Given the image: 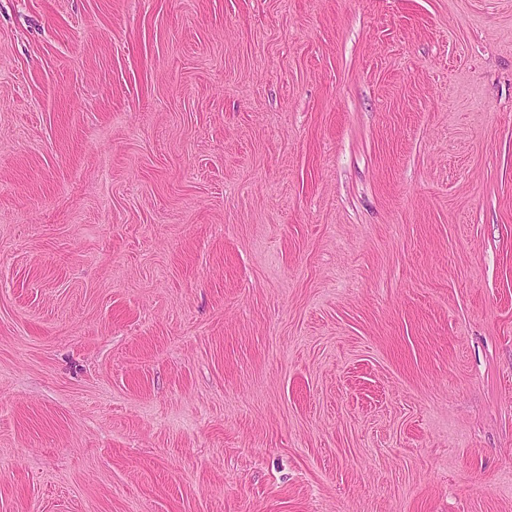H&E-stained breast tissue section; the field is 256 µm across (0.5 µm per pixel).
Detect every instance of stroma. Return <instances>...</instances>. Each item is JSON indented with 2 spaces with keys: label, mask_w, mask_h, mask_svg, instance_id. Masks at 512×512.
I'll use <instances>...</instances> for the list:
<instances>
[{
  "label": "stroma",
  "mask_w": 512,
  "mask_h": 512,
  "mask_svg": "<svg viewBox=\"0 0 512 512\" xmlns=\"http://www.w3.org/2000/svg\"><path fill=\"white\" fill-rule=\"evenodd\" d=\"M0 512H512V0H0Z\"/></svg>",
  "instance_id": "1"
}]
</instances>
